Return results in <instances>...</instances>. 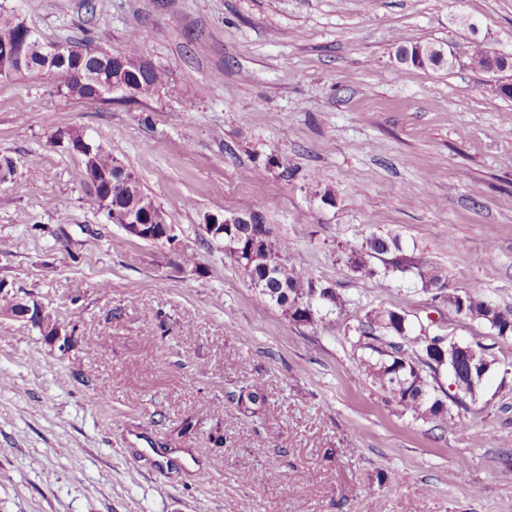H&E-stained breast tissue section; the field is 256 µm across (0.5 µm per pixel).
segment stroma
Returning a JSON list of instances; mask_svg holds the SVG:
<instances>
[{"instance_id": "stroma-1", "label": "stroma", "mask_w": 512, "mask_h": 512, "mask_svg": "<svg viewBox=\"0 0 512 512\" xmlns=\"http://www.w3.org/2000/svg\"><path fill=\"white\" fill-rule=\"evenodd\" d=\"M0 7L46 42L84 31L117 53L139 32L168 72L145 102L0 79V157L17 163L0 182V281L70 338L0 318V512H512V339L414 273L364 278L344 255L394 237L446 290L512 310V99L466 62L478 43L512 56V0ZM402 41L457 60L403 65ZM71 132L134 173L181 250L108 221ZM251 212L342 309L306 327L264 300L205 229ZM379 307L487 348L480 394L449 407L464 428L405 415L363 375L357 317Z\"/></svg>"}]
</instances>
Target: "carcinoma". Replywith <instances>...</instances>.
Here are the masks:
<instances>
[{"label":"carcinoma","mask_w":512,"mask_h":512,"mask_svg":"<svg viewBox=\"0 0 512 512\" xmlns=\"http://www.w3.org/2000/svg\"><path fill=\"white\" fill-rule=\"evenodd\" d=\"M23 21L14 13L0 8V46L10 44L22 36ZM427 50L425 66L440 67L448 63L443 47L425 43L400 45L396 57L403 61L415 57L416 48ZM138 34L129 35L126 49L114 55L113 63H127L128 71L123 73V80L133 84L135 96L133 100H151L166 82L167 73L155 68L147 75L131 71L132 62L140 57ZM81 69L87 80L65 88V94L87 101L98 100L97 89L102 82L110 81L111 73L101 71L100 62L89 57L82 61ZM40 61L37 51L21 64H13L9 75L47 74ZM116 158L97 147V167L112 170L111 180L104 188L107 206L114 210H127L134 213L135 219L153 230L146 241L157 242L156 231L169 227L165 213L154 200L145 194L136 176L125 167L115 168ZM234 234L240 241L241 256L232 257L236 265L250 278L259 294L269 303L277 306L293 322L313 326L323 318L320 312L310 313L307 304L314 295L328 296L326 309L329 312L342 306L340 297L332 289L323 286L306 268L293 261L292 247L286 240H277L271 230L261 224H234ZM399 250L396 240L381 236H373L365 242L362 250L351 251L348 262L354 270L364 276L371 275L374 268L371 261L376 259L387 263L391 268L405 272L417 270L425 290H439L442 287L441 275L426 262L417 257L409 259L394 257L386 261L385 255ZM448 307L470 321L483 323L494 329L501 338H512V326L506 318H512L511 310H502L485 299L482 295L469 291H451L446 294ZM357 343L367 351L362 360L365 375L373 383L387 393L402 411L413 418L436 423L437 429L448 430V406L436 394L435 383L440 373L448 370V359L439 353L433 343L438 338L433 336L413 335V329L406 318H395L392 309H372L365 312L356 329ZM476 364L491 366L494 359L481 345L473 348V353L463 354L457 360L456 376L451 384L456 386L451 398L470 396L469 369Z\"/></svg>","instance_id":"cac0c4a2"}]
</instances>
